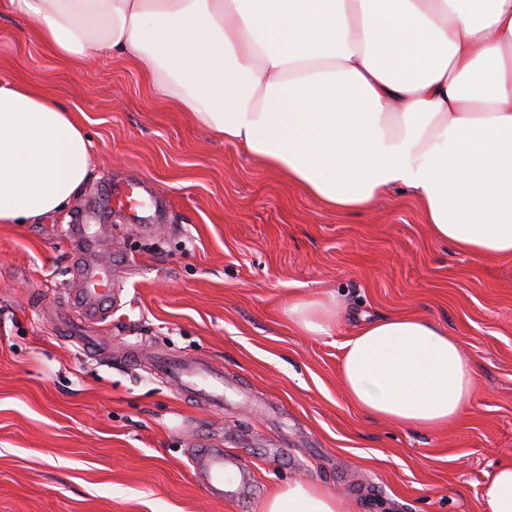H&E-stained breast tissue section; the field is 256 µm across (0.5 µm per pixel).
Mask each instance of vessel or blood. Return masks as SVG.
Here are the masks:
<instances>
[{"mask_svg":"<svg viewBox=\"0 0 512 512\" xmlns=\"http://www.w3.org/2000/svg\"><path fill=\"white\" fill-rule=\"evenodd\" d=\"M100 225L92 215H82L69 225L68 239L77 252L76 275L80 288L75 299L86 320H102L112 307V264L102 260ZM154 366L167 380L180 385L197 407L213 412L224 409V373L211 363L166 354L155 357ZM236 458L223 449L211 448L193 461L194 477L206 492L216 498L224 495V475L236 468Z\"/></svg>","mask_w":512,"mask_h":512,"instance_id":"obj_1","label":"vessel or blood"}]
</instances>
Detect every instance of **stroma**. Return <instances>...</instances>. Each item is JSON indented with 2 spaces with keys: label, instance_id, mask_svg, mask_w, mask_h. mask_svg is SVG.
<instances>
[{
  "label": "stroma",
  "instance_id": "stroma-1",
  "mask_svg": "<svg viewBox=\"0 0 512 512\" xmlns=\"http://www.w3.org/2000/svg\"><path fill=\"white\" fill-rule=\"evenodd\" d=\"M0 0V82L30 83L71 109L91 141L90 180L40 224H0V512H263L301 478L352 512H483L482 486L512 461V258L433 238L417 199L395 187L370 210L336 212L158 97L145 62L60 55ZM143 182L146 235L109 188ZM105 224L120 298L69 333L76 253L67 225ZM292 296L337 297L338 334L304 335ZM423 314L472 361L469 409L433 432L367 418L343 394L340 344L359 324ZM139 349L144 362L125 361ZM158 352L204 359L239 394L217 414L152 370ZM218 440L250 472L209 496L194 448Z\"/></svg>",
  "mask_w": 512,
  "mask_h": 512
}]
</instances>
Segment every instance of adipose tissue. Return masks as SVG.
I'll list each match as a JSON object with an SVG mask.
<instances>
[{
  "instance_id": "1",
  "label": "adipose tissue",
  "mask_w": 512,
  "mask_h": 512,
  "mask_svg": "<svg viewBox=\"0 0 512 512\" xmlns=\"http://www.w3.org/2000/svg\"><path fill=\"white\" fill-rule=\"evenodd\" d=\"M44 43L81 60L143 58L155 93L239 143L329 208L408 189L435 239L512 257V0H7ZM92 171L72 113L0 82V223L66 210ZM288 317L330 336L334 300ZM343 391L369 418L435 431L474 394L456 339L425 316L383 317L341 344ZM486 512H512V462L488 474ZM265 512H349L293 480Z\"/></svg>"
}]
</instances>
